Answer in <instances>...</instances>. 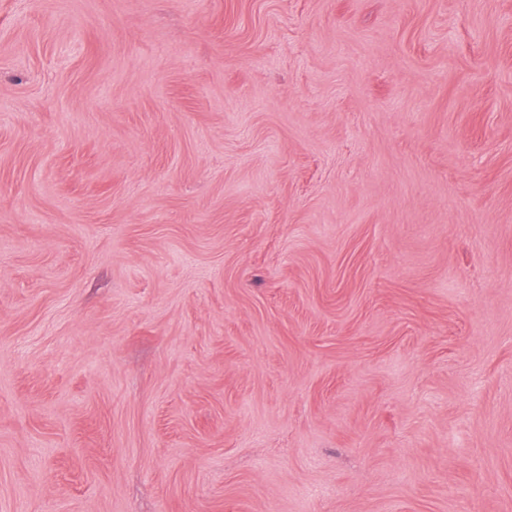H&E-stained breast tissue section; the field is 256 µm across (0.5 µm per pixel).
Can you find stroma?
I'll list each match as a JSON object with an SVG mask.
<instances>
[{
  "label": "stroma",
  "mask_w": 512,
  "mask_h": 512,
  "mask_svg": "<svg viewBox=\"0 0 512 512\" xmlns=\"http://www.w3.org/2000/svg\"><path fill=\"white\" fill-rule=\"evenodd\" d=\"M0 512H512V0H0Z\"/></svg>",
  "instance_id": "stroma-1"
}]
</instances>
